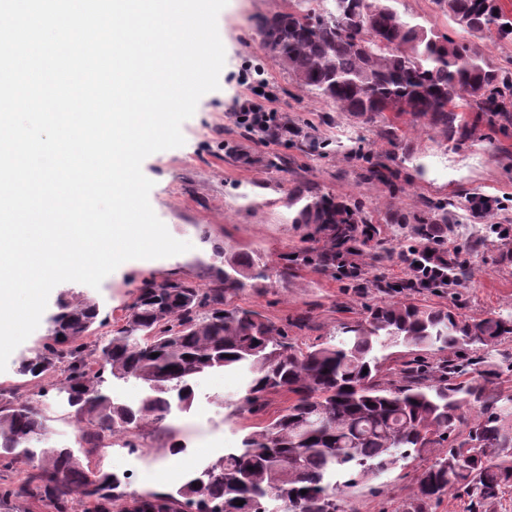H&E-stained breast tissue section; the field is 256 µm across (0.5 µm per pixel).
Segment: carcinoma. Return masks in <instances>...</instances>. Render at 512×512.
Masks as SVG:
<instances>
[{
  "mask_svg": "<svg viewBox=\"0 0 512 512\" xmlns=\"http://www.w3.org/2000/svg\"><path fill=\"white\" fill-rule=\"evenodd\" d=\"M333 8L278 13L261 24L265 46L302 86L339 109L359 116L411 115L439 130L444 139H465L469 108L512 124L503 97L512 78L466 42L427 28L397 8L399 0H332ZM448 17L471 35L496 31L512 38V15L500 0H437ZM511 29H505V26ZM294 223L313 225L322 245L298 250L295 260L324 269L356 254L340 251L365 223L356 203L328 193L294 195ZM426 224L448 223V202L431 201ZM421 250L410 259V288L457 282V273L429 271ZM224 258L208 288L178 279H145L127 306L123 323L94 341L88 359L84 339L92 333L98 307L91 301L63 302L48 341L21 359L19 373L43 377L61 372L57 390L83 423L84 452L103 447L115 434L159 428L171 398L187 408L193 379L222 369H245L241 398L250 413L263 409L272 392L292 395L288 407L241 447L191 477L175 493L126 496L114 474L83 467L69 447L47 445V419L35 406L0 393V466L13 469L34 458L41 465L22 479L0 485V503L44 500L54 512H71L74 498L107 512H268L266 503L288 505L278 512H345L344 492L391 470L410 457L429 461L401 512H428L455 493L467 512L487 508L512 489V405L502 402L498 380L508 359L492 354L512 337V309L466 318L407 301L376 305L360 320L341 327L336 342L301 348L285 328L259 313L228 307L227 296L267 278L247 252L215 249ZM469 346L489 351L469 379L454 360L442 358L426 371L407 365L397 379L384 365L396 348L456 354ZM157 357H151V354ZM138 380L150 390L140 403L112 401V380ZM203 482V490L194 484ZM306 494H301V491ZM242 500L238 506L235 501Z\"/></svg>",
  "mask_w": 512,
  "mask_h": 512,
  "instance_id": "cac0c4a2",
  "label": "carcinoma"
}]
</instances>
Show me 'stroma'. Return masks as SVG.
<instances>
[{"instance_id":"1","label":"stroma","mask_w":512,"mask_h":512,"mask_svg":"<svg viewBox=\"0 0 512 512\" xmlns=\"http://www.w3.org/2000/svg\"><path fill=\"white\" fill-rule=\"evenodd\" d=\"M290 7L289 0H228L218 16L226 54L218 90L205 94L183 123V146L142 163L154 183L149 193L154 212L175 239L191 243V250L127 261L97 289L77 282L57 285L38 328L0 372V391L49 417L50 444L78 448L80 424L65 397L51 391L55 375L23 376L18 365L48 337L59 302L95 301L106 323L94 333L107 335L120 326L142 280L181 278L209 287L216 244H232L269 266V279L228 295L229 306L256 311L287 328L291 342L303 347L332 339L342 324L364 318L379 302L400 300L397 286L409 279L410 270L399 255L421 240L413 225L395 223L392 214L423 219L429 215L427 201L444 199L449 221L444 236L469 277L445 288L414 289L411 299L474 318L512 306V236L504 239L496 231L500 224L512 226V127L495 130L481 113L468 111L471 136L448 142L409 115L389 129L380 117L339 110L299 85L262 41L259 20ZM398 8L438 33L470 40L495 67L512 74V40L489 33L465 37L437 0H400ZM246 98L273 107L278 120L288 121L296 131L291 141L267 139L238 123L235 112ZM276 155L283 159L278 169L268 164ZM308 188L363 209L369 241L354 257L357 276L342 268H301L280 278L286 256L307 244L308 229L295 223L292 197ZM475 194L495 200L487 217L471 212L467 199ZM244 379L221 371L197 376L190 408L173 409L163 429L144 431L138 449L125 451L126 435L112 436L117 454L97 451L83 458V466L124 477L127 493L177 491L187 473L239 447L244 434L287 406V394L277 392L267 396L262 412L227 417L223 403L242 397ZM174 441L184 447L175 458L168 451ZM425 466L422 460L401 462L346 493L350 512H400Z\"/></svg>"}]
</instances>
